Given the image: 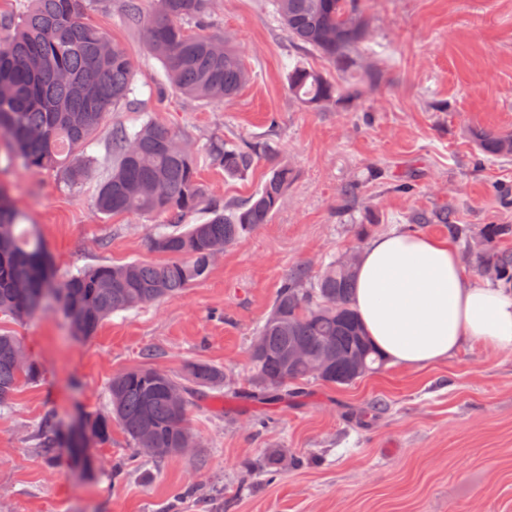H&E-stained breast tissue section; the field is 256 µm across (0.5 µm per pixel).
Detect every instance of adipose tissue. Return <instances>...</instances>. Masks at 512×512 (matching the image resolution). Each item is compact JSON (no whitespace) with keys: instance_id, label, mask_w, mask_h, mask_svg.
<instances>
[{"instance_id":"ef3b65f1","label":"adipose tissue","mask_w":512,"mask_h":512,"mask_svg":"<svg viewBox=\"0 0 512 512\" xmlns=\"http://www.w3.org/2000/svg\"><path fill=\"white\" fill-rule=\"evenodd\" d=\"M353 306L394 363L421 369L465 345L512 350V290L467 277L451 240L393 231L371 240Z\"/></svg>"}]
</instances>
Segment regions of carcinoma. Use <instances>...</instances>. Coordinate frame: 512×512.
<instances>
[{"label":"carcinoma","instance_id":"carcinoma-1","mask_svg":"<svg viewBox=\"0 0 512 512\" xmlns=\"http://www.w3.org/2000/svg\"><path fill=\"white\" fill-rule=\"evenodd\" d=\"M16 23L8 26L0 45V139L10 145L6 165L30 170L57 168L67 186L85 183L98 158L87 153L111 109L135 100L133 63L125 49L87 21V0H30ZM124 0L129 23L141 28L148 53L157 59L168 83L181 94L206 102L233 97L252 73L230 39H219L192 26L202 24L209 0ZM274 13L293 43L314 52L339 75L357 72L356 81L341 86L325 72L298 61L288 71V91L302 105L348 106L378 86L384 71L360 66L358 54L368 44L370 16L365 0H273ZM474 146L495 160H512V129L473 126ZM112 168L98 184L94 207L104 216L123 213L159 215L166 225L149 240V249L167 260L99 263L80 268L58 283L47 248L34 225L0 189V315L23 320L54 300L67 320H76L90 338L104 320L136 311L179 294L203 279L211 252H221L268 223L288 193L293 172L278 165L253 195L224 206L207 199L198 180V163L224 170L227 178L244 176L257 153L271 146H242L216 139L197 149L181 143L176 133L146 116L131 126L116 124L111 135ZM202 211L207 218L191 224ZM412 224H446L448 211L416 212ZM479 239L480 269L512 282V252L496 246L512 237V224H486L469 229ZM357 269L342 259L331 260L315 278L298 267L282 281L270 312L258 328L259 348L251 347V389L238 398L262 405L305 396L312 380L344 386L381 368L385 359L367 336L352 306ZM17 337L0 332V405L8 403L23 382L41 374L36 363L13 355ZM301 346L307 357L286 359ZM329 356L328 371L309 372L315 358ZM182 391L181 408L169 392ZM224 396V370L208 362L186 364L177 374L144 365L115 374L108 386L105 409L84 416L89 433L77 445L45 424L43 448L69 445L74 466L89 471L94 459L86 446L109 439L118 424L135 454L154 459L175 456L180 439L190 433V412L206 398Z\"/></svg>","mask_w":512,"mask_h":512}]
</instances>
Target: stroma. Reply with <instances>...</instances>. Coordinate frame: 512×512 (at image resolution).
<instances>
[{"instance_id":"1","label":"stroma","mask_w":512,"mask_h":512,"mask_svg":"<svg viewBox=\"0 0 512 512\" xmlns=\"http://www.w3.org/2000/svg\"><path fill=\"white\" fill-rule=\"evenodd\" d=\"M122 5L87 0V16L126 48L145 94L109 113L90 179L71 188L57 170H0V188L37 225L58 275L157 258L148 244L161 217L108 218L93 206L112 164L105 146L114 124L145 113L190 147L214 137L270 144L242 180L201 163L200 182L216 202L246 200L278 165L294 180L269 223L225 248L204 279L112 315L88 340L73 337L53 304L24 321L0 317V331L42 368L0 406V512H212L219 501L224 512H512V351L466 346L419 370L389 363L348 386L316 381L298 405H208L189 416L195 451L159 463L135 457L117 426L91 449L93 472L73 466L67 449L43 452L44 421L64 430L98 411L125 369L175 373L205 361L246 386L251 341L295 267L318 276L331 259L407 230L419 209L448 211L447 223L416 227L419 235L512 224V161L477 152L466 134L471 125L512 129V0H372L370 37L385 48V78L353 107L320 110L291 96L287 73L299 60L329 65L289 40L270 0H211L210 33L232 36L253 70L221 104L172 88ZM399 175L411 193L397 190ZM351 184L358 194L342 204ZM273 448L299 466L257 469Z\"/></svg>"}]
</instances>
